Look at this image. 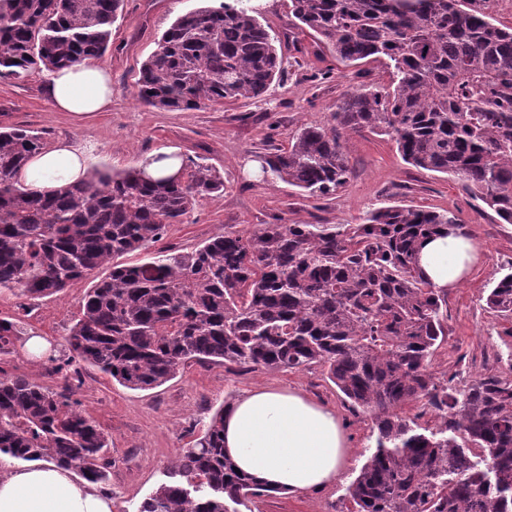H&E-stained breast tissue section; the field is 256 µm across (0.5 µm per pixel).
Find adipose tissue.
Here are the masks:
<instances>
[{
    "label": "adipose tissue",
    "mask_w": 512,
    "mask_h": 512,
    "mask_svg": "<svg viewBox=\"0 0 512 512\" xmlns=\"http://www.w3.org/2000/svg\"><path fill=\"white\" fill-rule=\"evenodd\" d=\"M54 106L82 118L107 111L112 79L85 61L48 75ZM85 151L62 139L33 155L17 180L48 192L86 178ZM478 259L474 241L461 232L427 241L418 255L424 276L441 289L458 287ZM224 452L236 468L255 481L294 494L332 484L348 457L346 438L335 413L297 391L259 387L238 399L224 414ZM0 512H112L108 498L73 480L52 462L18 465L0 478Z\"/></svg>",
    "instance_id": "ef3b65f1"
}]
</instances>
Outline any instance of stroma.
I'll return each instance as SVG.
<instances>
[{"instance_id": "35a3bbf8", "label": "stroma", "mask_w": 512, "mask_h": 512, "mask_svg": "<svg viewBox=\"0 0 512 512\" xmlns=\"http://www.w3.org/2000/svg\"><path fill=\"white\" fill-rule=\"evenodd\" d=\"M253 3L262 22L279 36L283 59V73L263 101L240 99L180 112L141 104L139 71L156 40L179 15L207 7L210 0H124L112 25V48L101 60L112 74L111 107L76 120L54 109L46 74L21 81L0 79V128L38 131L49 146L72 139L87 152L90 164L108 171L136 166L163 148L219 170L223 192L201 199L182 223L169 225L152 246L156 252L189 251L216 234L250 233L265 224H358L370 211L396 204L450 210L462 231L478 242L482 255L468 278L446 293L448 339L434 355L431 370L458 388L504 370L512 353V320L488 309L486 297L502 275L512 272V224L500 220L470 190L453 177L405 163L393 141L368 132L349 134L351 173L336 195L310 197L259 176L256 156L287 147L302 125L327 124L348 87H384L389 74L379 62L345 66L331 48L290 27L289 0ZM89 286L82 279L57 296L35 300L2 288L0 318L19 320L26 335L45 337L52 354L62 357L64 339ZM0 375H20L53 387L66 379L77 381L82 409L108 439L109 478L95 489L111 499L112 512H138L169 464L211 416L258 386L290 387L331 407L344 427L349 457L324 490L277 492L251 503L252 512H351L347 488L364 462V448L374 441L369 414L353 406L317 365L301 371L236 373L221 364H194L161 387L132 390L74 363L55 370L51 362L32 358L20 346L0 358Z\"/></svg>"}]
</instances>
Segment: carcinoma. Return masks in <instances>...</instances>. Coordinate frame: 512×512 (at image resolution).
<instances>
[{
	"label": "carcinoma",
	"mask_w": 512,
	"mask_h": 512,
	"mask_svg": "<svg viewBox=\"0 0 512 512\" xmlns=\"http://www.w3.org/2000/svg\"><path fill=\"white\" fill-rule=\"evenodd\" d=\"M465 2L290 0L291 25L347 66L387 60L392 81L344 91L328 124L304 126L288 147L258 157L263 179L330 197L347 182V135L369 131L393 140L412 166L461 181L512 224V28ZM121 6L0 0V78L101 59ZM259 17L245 0L179 17L140 70L139 100L183 111L263 99L282 58ZM44 148L33 130H0V289L45 298L108 269L65 337L67 362L135 390L160 387L191 362L244 371L320 364L373 423L375 445L347 488L352 512H512V358L506 372L462 389L431 371L445 340V295L420 274L417 255L425 240L460 227L455 214L386 206L341 229L265 224L122 263L224 191V177L191 159L177 178L93 166L83 182L39 194L15 175ZM486 303L512 317V272ZM19 338L15 319L0 318V356ZM75 395L69 383L0 377V455L106 479L107 438ZM411 405L420 412L407 415ZM228 407L139 512H237L269 492L224 455ZM428 413L433 423L418 424Z\"/></svg>",
	"instance_id": "carcinoma-1"
}]
</instances>
